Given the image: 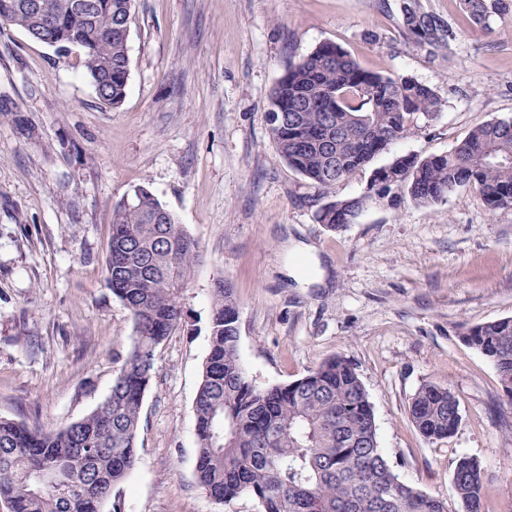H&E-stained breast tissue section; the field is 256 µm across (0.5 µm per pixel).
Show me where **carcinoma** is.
<instances>
[{
  "label": "carcinoma",
  "instance_id": "obj_1",
  "mask_svg": "<svg viewBox=\"0 0 512 512\" xmlns=\"http://www.w3.org/2000/svg\"><path fill=\"white\" fill-rule=\"evenodd\" d=\"M136 0H0V21L56 52L82 54L85 79L116 108L129 77L128 39ZM473 30L490 29L506 0H459ZM399 26L432 54L457 32L422 0H401ZM441 106L435 91L409 75L370 71L333 42L286 61L269 95V133L280 156L315 188L316 219L331 230L357 221L367 201H443L473 187L487 209L512 207V120L492 119L447 153L396 157L372 170L366 192L336 199L330 190L403 138ZM200 257L196 240L146 187L112 212L106 281L130 311L132 344L110 393L91 413L43 430L0 418V500L11 512H102L136 466L143 399L158 347L182 324V297ZM209 350L194 400L196 476L210 497L241 495L259 512H448V505L396 474L379 446L373 406L355 365L333 356L287 384L259 388L238 353L233 288H211ZM463 340L499 376L512 408V317L470 327ZM425 439L451 436L461 422L448 388L427 383L409 406ZM482 468L457 460L453 486L460 512H483Z\"/></svg>",
  "mask_w": 512,
  "mask_h": 512
}]
</instances>
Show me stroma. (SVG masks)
Wrapping results in <instances>:
<instances>
[{
    "mask_svg": "<svg viewBox=\"0 0 512 512\" xmlns=\"http://www.w3.org/2000/svg\"><path fill=\"white\" fill-rule=\"evenodd\" d=\"M400 0H137L127 94L101 104L77 54L0 23V418L58 429L109 393L131 344L106 282L112 210L147 186L198 242L183 323L158 348L139 461L113 492L121 512H258L199 484L193 402L209 345L210 291L231 285L250 380L355 364L392 469L457 512L459 456L483 470L484 512H512V408L466 328L512 317V208L463 187L441 203L376 200L331 231L315 190L280 157L266 121L288 58L319 43L365 69L410 75L441 106L387 153L448 152L473 127L512 119V13L471 31L458 0H422L459 31L448 56L403 36ZM448 387L462 420L425 440L408 405Z\"/></svg>",
    "mask_w": 512,
    "mask_h": 512,
    "instance_id": "35a3bbf8",
    "label": "stroma"
}]
</instances>
